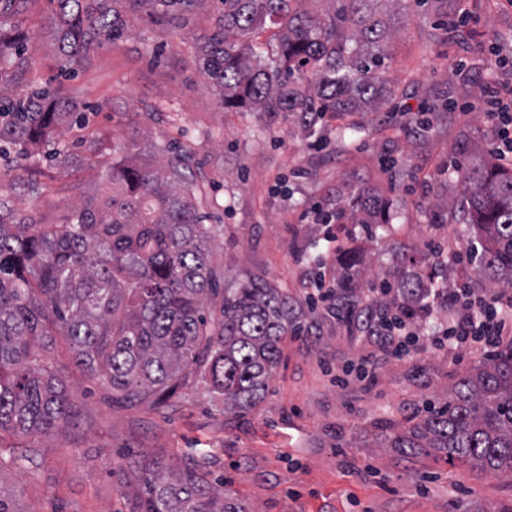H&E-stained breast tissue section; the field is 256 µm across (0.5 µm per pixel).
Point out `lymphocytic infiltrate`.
Segmentation results:
<instances>
[{
	"mask_svg": "<svg viewBox=\"0 0 512 512\" xmlns=\"http://www.w3.org/2000/svg\"><path fill=\"white\" fill-rule=\"evenodd\" d=\"M490 65L505 81L485 87L480 104L494 129L491 150L495 158L512 163V53L495 50ZM454 262L461 270L454 287L443 288L435 280H428L412 305L383 296L377 289L345 302L335 289L318 288L307 294L306 301L314 309L327 312L348 333L367 337L387 358L430 349L445 350L452 356L465 350L491 353L501 340L512 337V294L473 287L466 272L467 258L458 254ZM441 306L448 311L447 319L433 334H423L418 313L430 315Z\"/></svg>",
	"mask_w": 512,
	"mask_h": 512,
	"instance_id": "lymphocytic-infiltrate-1",
	"label": "lymphocytic infiltrate"
}]
</instances>
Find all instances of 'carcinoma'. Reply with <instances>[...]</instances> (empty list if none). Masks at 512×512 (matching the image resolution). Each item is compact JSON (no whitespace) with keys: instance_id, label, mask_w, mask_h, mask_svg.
I'll use <instances>...</instances> for the list:
<instances>
[{"instance_id":"carcinoma-1","label":"carcinoma","mask_w":512,"mask_h":512,"mask_svg":"<svg viewBox=\"0 0 512 512\" xmlns=\"http://www.w3.org/2000/svg\"><path fill=\"white\" fill-rule=\"evenodd\" d=\"M27 0H0V145L26 158L64 137L78 105L62 89L36 87L29 77L25 31L5 15ZM60 69L90 58L104 43L127 37V17L146 6L149 17L186 28L208 0H52ZM220 0L195 54L224 110L292 117L302 135L316 134L325 114L377 112L385 85L394 22L379 0ZM274 30L275 48L262 55L260 35ZM20 82L22 90L8 94ZM123 157L106 170L104 189L60 224L10 209L0 199V439L3 434L61 431L76 416L65 379L44 356L56 338L75 365L125 402L166 403L193 380L224 406L253 409L268 391L285 336L301 330L302 312L288 293L260 277L221 285L212 264L214 225L199 210L184 147ZM478 230L471 259L491 284L512 285V173L488 154L461 172ZM337 224H386L385 203L359 198L326 210ZM355 259L336 273V287L361 293ZM390 448H433L448 464L512 477V342L428 403L391 423ZM138 475L131 512H246L224 498L209 462L182 467L163 458L120 466Z\"/></svg>"}]
</instances>
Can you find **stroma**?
Segmentation results:
<instances>
[{"instance_id":"obj_1","label":"stroma","mask_w":512,"mask_h":512,"mask_svg":"<svg viewBox=\"0 0 512 512\" xmlns=\"http://www.w3.org/2000/svg\"><path fill=\"white\" fill-rule=\"evenodd\" d=\"M470 8L461 23L399 0L386 72L394 97L381 111L355 114L360 129L345 139L336 120L323 123L316 149L283 119L221 108L192 49L207 12L183 30L131 17L127 38L63 77L51 6L28 0L13 21L30 35L32 74L37 84L62 85L83 118L66 138L69 167L44 154L0 156V195L19 212L59 223L100 187L114 152L172 140L192 150L201 210L218 229L212 263L225 282L265 277L305 310L315 281L331 279L351 254L394 283L433 271L450 285L457 267L431 266L427 244L448 240L468 251L477 242L454 167L488 147L491 122L478 106L491 78L487 60L493 46H512V0H471ZM434 102L442 111L418 127ZM23 182L32 190H20ZM363 189L381 193L392 216L375 234L346 224L332 242L325 225L308 218L312 205L331 208L337 196ZM304 323L305 333L284 337L265 397L239 414L189 388L160 406L113 403L111 390L57 343L51 356L77 416L62 432L0 442V497L15 512H129L119 491L127 459L161 455L179 466L204 454L211 480L247 512H512V478L450 466L431 448L405 455L387 447L377 427L444 397L483 355L381 359L373 382L339 384L335 373L370 346L321 312L307 313Z\"/></svg>"}]
</instances>
